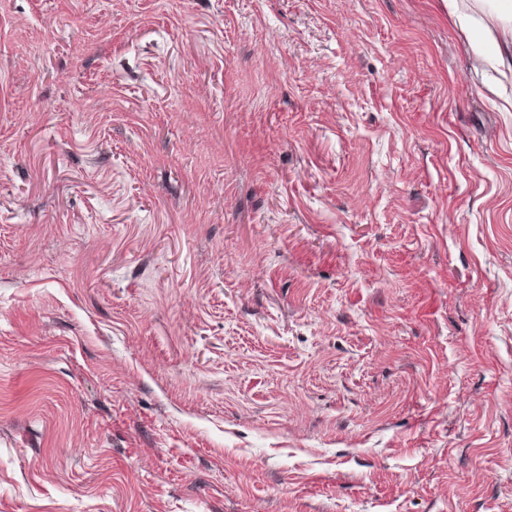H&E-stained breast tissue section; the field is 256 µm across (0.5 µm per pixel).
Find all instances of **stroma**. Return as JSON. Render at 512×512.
<instances>
[{
    "label": "stroma",
    "instance_id": "stroma-1",
    "mask_svg": "<svg viewBox=\"0 0 512 512\" xmlns=\"http://www.w3.org/2000/svg\"><path fill=\"white\" fill-rule=\"evenodd\" d=\"M472 4L0 0V512H512Z\"/></svg>",
    "mask_w": 512,
    "mask_h": 512
}]
</instances>
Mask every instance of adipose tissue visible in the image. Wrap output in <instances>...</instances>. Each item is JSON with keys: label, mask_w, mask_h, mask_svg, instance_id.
Returning a JSON list of instances; mask_svg holds the SVG:
<instances>
[{"label": "adipose tissue", "mask_w": 512, "mask_h": 512, "mask_svg": "<svg viewBox=\"0 0 512 512\" xmlns=\"http://www.w3.org/2000/svg\"><path fill=\"white\" fill-rule=\"evenodd\" d=\"M457 20L471 35V51L482 57L487 67L495 70L512 62V0H501L496 12L461 13Z\"/></svg>", "instance_id": "ef3b65f1"}]
</instances>
